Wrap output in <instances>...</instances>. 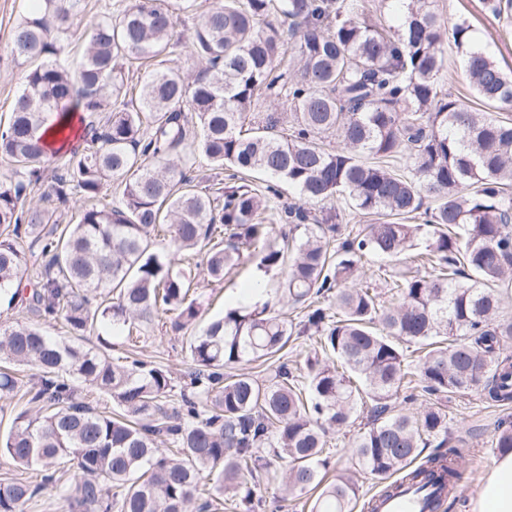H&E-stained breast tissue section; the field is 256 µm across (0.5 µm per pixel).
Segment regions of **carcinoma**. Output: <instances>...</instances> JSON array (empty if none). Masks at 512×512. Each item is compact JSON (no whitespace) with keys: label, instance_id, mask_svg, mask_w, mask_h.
Segmentation results:
<instances>
[{"label":"carcinoma","instance_id":"obj_1","mask_svg":"<svg viewBox=\"0 0 512 512\" xmlns=\"http://www.w3.org/2000/svg\"><path fill=\"white\" fill-rule=\"evenodd\" d=\"M399 2L400 24L387 30L364 0H124L117 19L108 6L86 26L76 61L82 0H35L14 25L10 53L26 76L0 128V157L17 175L0 181V297L72 336L104 326L134 346L149 328L195 327L202 305L183 262L199 251L215 281L245 256L285 269L281 294L305 310L297 323L267 305L225 311L187 338L177 399L162 364L0 322V398L25 400L0 455L42 472L37 484L1 480L0 512H25L49 485L61 512H212L226 492L259 512L270 481L283 502L317 490L311 512H355L353 477L327 482L319 471L327 433L351 427L352 454L375 478L453 487L457 461L440 451L446 415L405 412L415 396L403 390L416 377L429 395L512 402V318L501 317L512 122L471 111L439 83L448 47L472 43L470 26L445 27L429 0ZM483 7L512 14V0ZM183 16L193 20L185 36L175 31ZM182 55L194 62L187 75L167 65ZM465 72L480 100L512 106V78L484 50L467 52ZM271 98L286 103L276 116ZM73 113L91 136L52 161L44 136ZM325 135L336 145H321ZM192 149L228 180L191 175ZM48 171L58 202L73 203L63 228L29 200ZM252 171L298 192L281 233H300L295 252L271 242L269 196L234 182ZM114 184L117 201L78 204ZM340 198L368 222L332 251L337 214L304 205ZM420 211L425 223H404ZM161 236L163 255L151 249ZM410 253L427 270L392 281V305L358 282L365 257ZM313 335L324 358H306L302 386L279 353ZM404 342L424 352L417 365ZM260 360L277 362L272 378L224 375ZM24 367L34 371L25 384ZM78 384L112 408L78 399ZM423 443L437 451L414 467ZM205 473L216 476L207 499L197 495Z\"/></svg>","mask_w":512,"mask_h":512}]
</instances>
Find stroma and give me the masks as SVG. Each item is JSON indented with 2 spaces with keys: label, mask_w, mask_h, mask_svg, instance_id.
<instances>
[{
  "label": "stroma",
  "mask_w": 512,
  "mask_h": 512,
  "mask_svg": "<svg viewBox=\"0 0 512 512\" xmlns=\"http://www.w3.org/2000/svg\"><path fill=\"white\" fill-rule=\"evenodd\" d=\"M31 6L32 0H0V119L8 117L12 103L24 85V69L10 54L9 38L15 23ZM432 6L442 22L470 24L474 46L485 50L504 73L512 77V18L498 20L487 16L482 9V0H433ZM440 81L454 98L466 101L474 109L486 111V104L477 99L466 79L464 50L449 49L447 66ZM255 266V261L249 260L225 273L223 282H200L198 292L204 313L197 323L198 328H205L232 307L276 303L281 272L262 276L256 273ZM258 280L264 284L263 293L248 298V286ZM139 347L146 359L160 362L174 374H182L188 368L185 340L181 334L151 330L141 339ZM421 401L436 403L448 417V445L457 453L459 470V499L453 512H472L479 487L493 461L500 456L494 446L497 427L504 422L512 424V405L487 404L475 392L437 400L425 395ZM326 440L331 474H352L358 483L360 498L378 494L380 481L360 470L350 451L351 435L332 432Z\"/></svg>",
  "instance_id": "35a3bbf8"
}]
</instances>
